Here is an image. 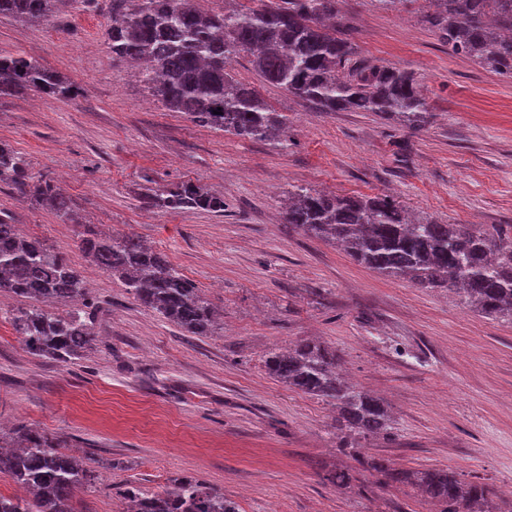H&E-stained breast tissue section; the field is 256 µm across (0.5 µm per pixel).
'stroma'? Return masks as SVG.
Returning <instances> with one entry per match:
<instances>
[{
	"mask_svg": "<svg viewBox=\"0 0 512 512\" xmlns=\"http://www.w3.org/2000/svg\"><path fill=\"white\" fill-rule=\"evenodd\" d=\"M416 0L381 11L340 0L361 60L414 74L429 103L416 128L370 112H322L232 63L288 117L287 144L250 141L190 121L112 60V0H70L52 24L0 18V51L72 82L71 99L0 97V143L29 171L61 183L62 220L0 183V212L60 251L89 284L81 310L94 336L62 363L29 353L0 308V442L31 427L94 467L79 512H126L124 490H164L192 476L238 512H440L411 485L379 484L361 462L444 468L485 483L471 512H512V317L457 295L387 279L336 244L287 224L299 187L394 196L412 219L512 227V76L457 54L428 29ZM192 182L224 212L143 207ZM134 235L166 255L217 311L194 336L143 307L80 247L83 235ZM313 338L348 382L379 397L387 433L338 447L336 410L268 374L269 351ZM353 475L339 486L332 475Z\"/></svg>",
	"mask_w": 512,
	"mask_h": 512,
	"instance_id": "obj_1",
	"label": "stroma"
}]
</instances>
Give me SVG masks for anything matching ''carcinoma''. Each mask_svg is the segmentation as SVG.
Wrapping results in <instances>:
<instances>
[{"label": "carcinoma", "mask_w": 512, "mask_h": 512, "mask_svg": "<svg viewBox=\"0 0 512 512\" xmlns=\"http://www.w3.org/2000/svg\"><path fill=\"white\" fill-rule=\"evenodd\" d=\"M57 0H0V16L48 23ZM246 11L203 13L195 0H112L120 17L108 40L112 60L143 62L142 77L165 105L191 120L241 138L288 142V117L271 110L255 88L230 73L245 57L265 82L286 89L325 112H372L417 125L429 105L414 76L391 66H367L353 44L337 36L339 0H259ZM423 21L453 51L498 73L512 74V0H423ZM33 92L48 100L69 99L75 87L59 73L19 54L0 52V94ZM218 113H213V110ZM0 181L33 196L68 219L72 200L52 180L29 173L14 150L0 145ZM145 204L165 210L224 212V198L192 183L162 188ZM288 223L339 245L354 261L419 288H446L487 315L512 314V239L478 224L414 221L389 195L340 197L299 189L288 202ZM82 250L117 276L144 306L186 331L207 335L214 314L196 285L160 252L133 236L85 237ZM0 292L48 305L85 294L81 272L42 241L22 236L0 218ZM26 349L67 362L92 343L80 312L58 315L39 307L13 320ZM336 350L302 341L266 358L271 375L336 408L346 437L382 433L390 416L383 403L343 381ZM369 466L388 481L410 483L445 505L465 512L488 489L446 469L395 472L380 460ZM0 472L33 491L29 499L0 495V512H78L77 493L93 471L60 450L47 436L25 429L20 451L0 455ZM136 512H237L224 494L183 476L165 490H126Z\"/></svg>", "instance_id": "cac0c4a2"}]
</instances>
